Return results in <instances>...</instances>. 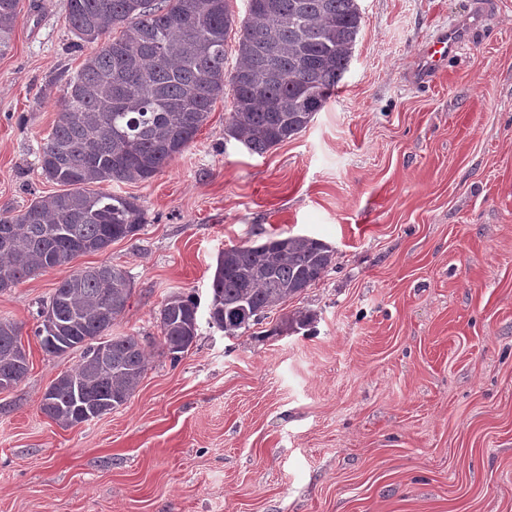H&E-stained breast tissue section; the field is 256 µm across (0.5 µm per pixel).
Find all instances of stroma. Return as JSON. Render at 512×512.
<instances>
[{"instance_id":"1","label":"stroma","mask_w":512,"mask_h":512,"mask_svg":"<svg viewBox=\"0 0 512 512\" xmlns=\"http://www.w3.org/2000/svg\"><path fill=\"white\" fill-rule=\"evenodd\" d=\"M0 57V213L57 192L39 148L62 88L98 43L68 0H21ZM349 68L309 126L263 155L224 138L216 100L185 151L135 196L132 237L76 267L125 268L114 336L150 363L128 401L64 428L41 409L79 352L46 353L55 268L0 291L29 370L0 394V512H512V0H359ZM468 39L433 77L426 44ZM309 235L336 264L230 336L209 323L218 254ZM199 303L180 361L161 346L169 296ZM310 326L278 332L283 315Z\"/></svg>"}]
</instances>
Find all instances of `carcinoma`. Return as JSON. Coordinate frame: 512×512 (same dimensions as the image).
Here are the masks:
<instances>
[{
  "mask_svg": "<svg viewBox=\"0 0 512 512\" xmlns=\"http://www.w3.org/2000/svg\"><path fill=\"white\" fill-rule=\"evenodd\" d=\"M20 0H0V57L11 49ZM68 23L82 41L104 39L65 82L57 120L39 156L61 190L0 216V291L50 268L106 250L136 234L144 213L133 196L97 189L153 178L193 141L228 77L232 111L224 135L262 155L304 131L348 70L361 25L358 0H253L240 22L238 61L224 68L234 23L230 0H70ZM335 251L305 235L276 234L222 251L211 282L209 323L228 335L248 330L322 278ZM132 294L128 273L109 264L66 276L48 306L65 325L50 354L80 351L76 367L52 383L42 410L60 426L102 401L125 402L146 374L135 336H106ZM198 305L171 296L159 312L163 346L176 362L195 341ZM108 338L112 362L88 359L90 341ZM29 360L19 327L0 319V374L18 384Z\"/></svg>",
  "mask_w": 512,
  "mask_h": 512,
  "instance_id": "cac0c4a2",
  "label": "carcinoma"
}]
</instances>
